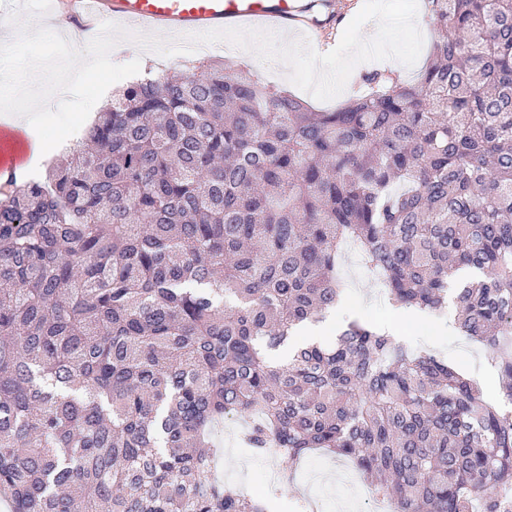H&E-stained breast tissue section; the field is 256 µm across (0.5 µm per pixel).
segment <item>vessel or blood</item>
Masks as SVG:
<instances>
[{"label":"vessel or blood","instance_id":"b4317fda","mask_svg":"<svg viewBox=\"0 0 512 512\" xmlns=\"http://www.w3.org/2000/svg\"><path fill=\"white\" fill-rule=\"evenodd\" d=\"M62 24L90 41L102 22L133 21L160 32L182 35L218 28L270 25L303 28L312 46H321L337 19L335 0H52ZM25 132L0 121V177L20 182L26 155Z\"/></svg>","mask_w":512,"mask_h":512}]
</instances>
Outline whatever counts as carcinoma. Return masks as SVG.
Listing matches in <instances>:
<instances>
[{"mask_svg": "<svg viewBox=\"0 0 512 512\" xmlns=\"http://www.w3.org/2000/svg\"><path fill=\"white\" fill-rule=\"evenodd\" d=\"M418 76L315 111L231 66L148 72L45 180L0 185V496L12 512H268L215 476L242 444L353 459L393 512H512V410L367 321L281 360L345 290L455 289L512 405V0H427Z\"/></svg>", "mask_w": 512, "mask_h": 512, "instance_id": "carcinoma-1", "label": "carcinoma"}]
</instances>
